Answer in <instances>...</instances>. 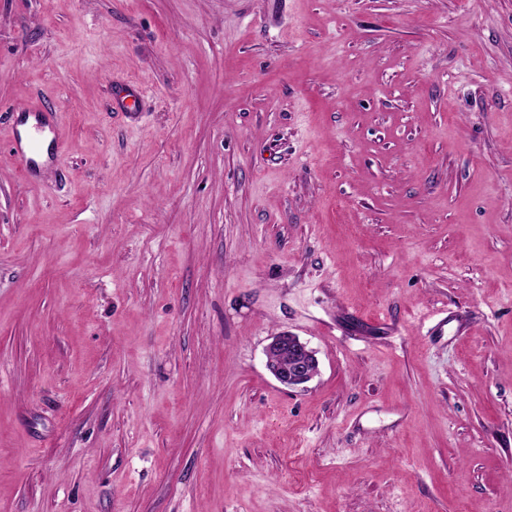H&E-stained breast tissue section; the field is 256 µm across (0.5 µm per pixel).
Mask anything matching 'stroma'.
Instances as JSON below:
<instances>
[{
  "instance_id": "obj_1",
  "label": "stroma",
  "mask_w": 512,
  "mask_h": 512,
  "mask_svg": "<svg viewBox=\"0 0 512 512\" xmlns=\"http://www.w3.org/2000/svg\"><path fill=\"white\" fill-rule=\"evenodd\" d=\"M33 104L0 512H512V0H0ZM21 112L23 118L18 126L12 128V140L20 147L16 157L28 173L31 171L33 164L36 163L34 156L40 152L42 141L49 138L48 149L51 146V149L56 151L61 143L62 134L57 119L53 121L46 120L40 114H37L40 113L38 109L26 108ZM30 117H33L35 122L27 126ZM24 141H27L28 147H26ZM266 368L283 386L300 388L318 370L316 351L299 336L280 332L270 338L265 348Z\"/></svg>"
}]
</instances>
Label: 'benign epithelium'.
<instances>
[{"label":"benign epithelium","instance_id":"obj_1","mask_svg":"<svg viewBox=\"0 0 512 512\" xmlns=\"http://www.w3.org/2000/svg\"><path fill=\"white\" fill-rule=\"evenodd\" d=\"M266 368L273 377L288 388H300L318 370L316 351L299 336L280 332L270 338L265 348Z\"/></svg>","mask_w":512,"mask_h":512}]
</instances>
